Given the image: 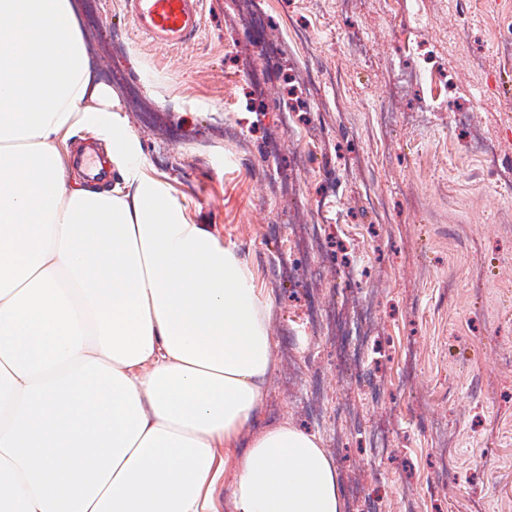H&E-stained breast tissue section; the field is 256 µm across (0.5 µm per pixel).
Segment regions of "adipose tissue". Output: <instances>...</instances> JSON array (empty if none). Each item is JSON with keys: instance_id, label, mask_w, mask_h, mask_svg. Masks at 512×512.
I'll use <instances>...</instances> for the list:
<instances>
[{"instance_id": "adipose-tissue-1", "label": "adipose tissue", "mask_w": 512, "mask_h": 512, "mask_svg": "<svg viewBox=\"0 0 512 512\" xmlns=\"http://www.w3.org/2000/svg\"><path fill=\"white\" fill-rule=\"evenodd\" d=\"M87 127L121 182L71 185ZM271 296L146 171L94 82L71 0H0V512H343L315 434L247 443L273 370ZM240 447L232 479L221 448ZM55 146L62 165L68 174L72 176L75 185L111 189L114 184L121 181L117 169L114 166L112 169V162L108 161V153H110L109 143L103 141L93 129L63 131L58 137ZM89 148L93 150V154L97 156V159L101 157L104 163H106V160L108 161V174L103 180L89 179L83 169L73 163V157ZM93 154L88 152L84 158V163L90 172L95 170Z\"/></svg>"}]
</instances>
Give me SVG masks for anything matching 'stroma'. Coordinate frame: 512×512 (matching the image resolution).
<instances>
[{
	"instance_id": "stroma-1",
	"label": "stroma",
	"mask_w": 512,
	"mask_h": 512,
	"mask_svg": "<svg viewBox=\"0 0 512 512\" xmlns=\"http://www.w3.org/2000/svg\"><path fill=\"white\" fill-rule=\"evenodd\" d=\"M72 2L149 174L273 299V371L241 442L317 433L340 489H363L344 512H512V184L478 152L512 166V0H263L242 21L243 0H203L178 48L139 36L125 0ZM55 146L78 186L74 157L110 151L91 129ZM315 212L308 250L296 233ZM322 304L334 333L314 328Z\"/></svg>"
}]
</instances>
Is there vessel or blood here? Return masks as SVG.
<instances>
[{
  "instance_id": "b4317fda",
  "label": "vessel or blood",
  "mask_w": 512,
  "mask_h": 512,
  "mask_svg": "<svg viewBox=\"0 0 512 512\" xmlns=\"http://www.w3.org/2000/svg\"><path fill=\"white\" fill-rule=\"evenodd\" d=\"M137 32L156 43L181 46L201 28L200 0H127Z\"/></svg>"
}]
</instances>
